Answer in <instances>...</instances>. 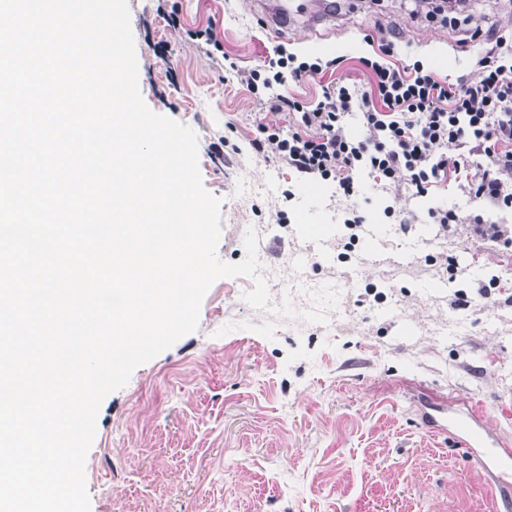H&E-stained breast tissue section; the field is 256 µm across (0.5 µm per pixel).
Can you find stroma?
Here are the masks:
<instances>
[{
  "mask_svg": "<svg viewBox=\"0 0 512 512\" xmlns=\"http://www.w3.org/2000/svg\"><path fill=\"white\" fill-rule=\"evenodd\" d=\"M405 2L338 0L334 21L311 29L300 17L273 33L247 0H128L141 96L197 134L203 185L221 201L219 258L242 261L253 228L272 300L291 296L300 312L304 288L325 283L340 297L324 325L282 319L271 339L226 334L227 323L271 315L245 302L251 279L215 281L196 330L102 401L85 463L91 512H505L470 448L428 433L421 409L476 404L512 439V247L470 224L477 213L512 224V210L470 199L452 176L417 197L364 170L347 198L267 160L250 144L256 125L284 129L288 116L222 67L261 66L279 47L302 61L340 58L276 89L311 105L327 85L371 90L361 60L387 42L391 63H420L442 81L474 74L485 45L461 49L458 28L512 22V0H472L467 19L415 17ZM207 27L219 50L196 39ZM352 208L366 217L354 232ZM440 208L458 217L444 234L430 216Z\"/></svg>",
  "mask_w": 512,
  "mask_h": 512,
  "instance_id": "1",
  "label": "stroma"
}]
</instances>
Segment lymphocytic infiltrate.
<instances>
[{
  "instance_id": "f902f5d3",
  "label": "lymphocytic infiltrate",
  "mask_w": 512,
  "mask_h": 512,
  "mask_svg": "<svg viewBox=\"0 0 512 512\" xmlns=\"http://www.w3.org/2000/svg\"><path fill=\"white\" fill-rule=\"evenodd\" d=\"M489 45L477 59L479 77L456 84L439 81L420 65L396 66L364 59L372 92L339 84L325 88L312 107L279 98L289 116L287 133L257 124L253 149L312 177L334 181L344 196L357 192L354 173L368 169L384 185H408L416 195L448 176L464 175L470 198L512 209V41L503 29H490ZM321 62H300L279 53L263 67L237 71V79L256 95L287 77L314 76ZM363 117L362 136H352L344 117ZM485 157L471 167L472 154Z\"/></svg>"
}]
</instances>
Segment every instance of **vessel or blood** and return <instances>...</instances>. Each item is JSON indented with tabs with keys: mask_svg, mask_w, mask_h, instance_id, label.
I'll use <instances>...</instances> for the list:
<instances>
[{
	"mask_svg": "<svg viewBox=\"0 0 512 512\" xmlns=\"http://www.w3.org/2000/svg\"><path fill=\"white\" fill-rule=\"evenodd\" d=\"M303 7L296 0H261L256 13L263 27L275 32L287 28ZM422 420L429 433L449 431L472 450V462L491 473L488 489L492 496L512 501V441L501 437L491 428L483 411L476 406L468 412L452 408L441 416L423 413Z\"/></svg>",
	"mask_w": 512,
	"mask_h": 512,
	"instance_id": "b4317fda",
	"label": "vessel or blood"
}]
</instances>
